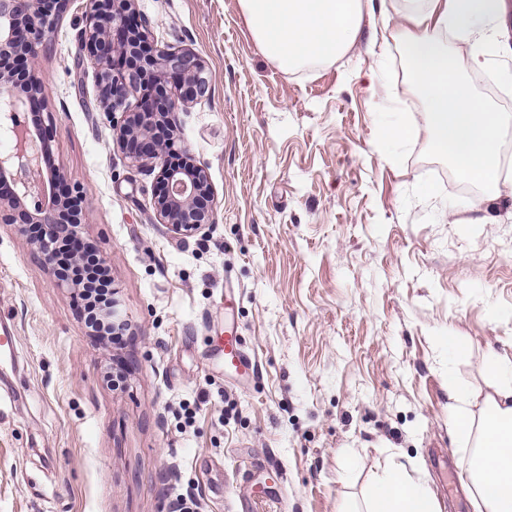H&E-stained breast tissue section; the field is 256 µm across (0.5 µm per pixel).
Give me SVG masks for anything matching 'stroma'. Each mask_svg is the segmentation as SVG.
<instances>
[{"label": "stroma", "mask_w": 512, "mask_h": 512, "mask_svg": "<svg viewBox=\"0 0 512 512\" xmlns=\"http://www.w3.org/2000/svg\"><path fill=\"white\" fill-rule=\"evenodd\" d=\"M152 48H189L209 93L177 109L175 147L205 168L216 222L183 240L153 207L157 174L132 167L96 101L75 0L33 72L54 115L50 153L84 186L83 238L104 257L127 344L89 336L29 235L0 224V512H354L387 465L438 512H478L448 422V381L474 406L486 368L512 357V187L476 220L477 188L420 192L447 157L396 44L367 37L337 61L284 71L239 0H138ZM512 113V59L472 72ZM234 323L257 360L225 373ZM469 354L449 360L442 336ZM129 371L110 389V360ZM196 407L186 423L183 404Z\"/></svg>", "instance_id": "35a3bbf8"}]
</instances>
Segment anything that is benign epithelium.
I'll return each instance as SVG.
<instances>
[{"instance_id": "7a95c632", "label": "benign epithelium", "mask_w": 512, "mask_h": 512, "mask_svg": "<svg viewBox=\"0 0 512 512\" xmlns=\"http://www.w3.org/2000/svg\"><path fill=\"white\" fill-rule=\"evenodd\" d=\"M74 0H0V132L14 148L0 154V224L19 231L38 224L42 238L34 251L51 270L55 283L79 298L81 289L57 271L53 241L71 239L78 252L86 241L80 230L84 188L70 184L60 167L46 162L54 117L42 86L30 77L38 47L49 42ZM137 0H86L77 38L94 68L97 101L112 119L116 143L137 168L159 167L154 207L160 223L183 238L214 223L206 170L196 164L172 166L168 154L177 132L180 103L206 96L209 81L192 50L147 46L146 22L135 19ZM138 93L136 102L129 101ZM46 113L34 129L26 114Z\"/></svg>"}]
</instances>
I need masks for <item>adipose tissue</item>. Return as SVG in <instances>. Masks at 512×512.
Listing matches in <instances>:
<instances>
[{"instance_id":"adipose-tissue-1","label":"adipose tissue","mask_w":512,"mask_h":512,"mask_svg":"<svg viewBox=\"0 0 512 512\" xmlns=\"http://www.w3.org/2000/svg\"><path fill=\"white\" fill-rule=\"evenodd\" d=\"M370 44L399 42L420 81L424 126L435 148L464 180L499 189L504 171L500 143L512 115L491 111L474 98L465 72L484 68L507 40L505 0H389ZM263 55L286 70L340 58L364 27V0H240ZM456 36L472 45L463 59L449 56ZM494 381L480 414L468 395L449 383L450 416L461 443H474L469 471L485 512H512V359L487 366ZM427 489L407 471L377 474L364 512H436Z\"/></svg>"}]
</instances>
